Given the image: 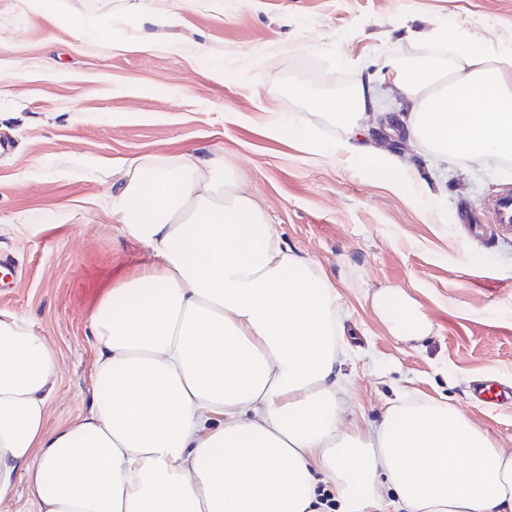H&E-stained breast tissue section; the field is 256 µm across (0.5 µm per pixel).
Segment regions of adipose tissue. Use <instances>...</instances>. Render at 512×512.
<instances>
[{
	"label": "adipose tissue",
	"mask_w": 512,
	"mask_h": 512,
	"mask_svg": "<svg viewBox=\"0 0 512 512\" xmlns=\"http://www.w3.org/2000/svg\"><path fill=\"white\" fill-rule=\"evenodd\" d=\"M440 46L388 61L345 94L311 96L345 135L315 155L371 158L372 178L426 207L438 195L362 133L380 86L443 161L512 157V45L431 26ZM111 212L152 265L100 300L89 410L47 430L53 348L0 313V502L25 475L34 512H319L329 477L344 512L393 495L396 512H512V450L458 410L406 398L376 426L342 427L336 286L295 255L220 157L144 158L121 169ZM405 341L431 326L399 288L370 296Z\"/></svg>",
	"instance_id": "ef3b65f1"
}]
</instances>
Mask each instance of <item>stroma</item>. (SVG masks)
I'll list each match as a JSON object with an SVG mask.
<instances>
[{"label":"stroma","instance_id":"obj_1","mask_svg":"<svg viewBox=\"0 0 512 512\" xmlns=\"http://www.w3.org/2000/svg\"><path fill=\"white\" fill-rule=\"evenodd\" d=\"M133 0H0V253L17 284L0 312L57 351L46 427L88 410L97 353L88 320L112 283L151 262L108 215L112 172L142 157L221 156L265 204L283 242L335 282L347 422L379 423L403 396L445 402L512 448V406L477 407L473 382L512 386V232L486 204L512 190V162L450 164L399 131L375 148L413 162L442 212L371 180L363 164L306 152L336 125L292 89L349 86L389 56L426 54L406 27L426 18L512 40V0H189L165 27ZM112 16V44L92 21ZM276 95H269V88ZM469 207L485 222L460 224ZM403 288L432 331L393 336L364 292Z\"/></svg>","mask_w":512,"mask_h":512}]
</instances>
